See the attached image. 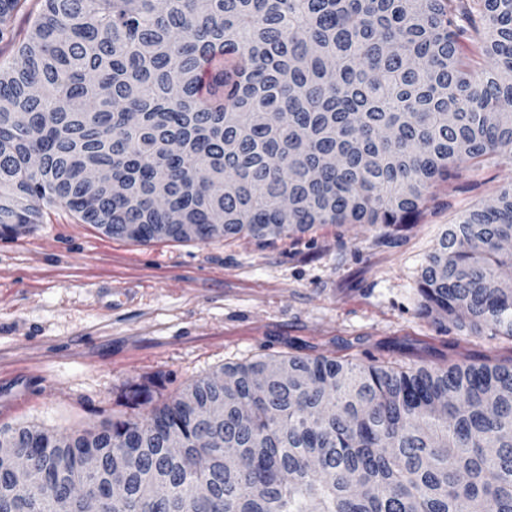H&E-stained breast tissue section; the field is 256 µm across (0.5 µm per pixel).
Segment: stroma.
Returning a JSON list of instances; mask_svg holds the SVG:
<instances>
[{
    "label": "stroma",
    "instance_id": "1",
    "mask_svg": "<svg viewBox=\"0 0 512 512\" xmlns=\"http://www.w3.org/2000/svg\"><path fill=\"white\" fill-rule=\"evenodd\" d=\"M512 184L464 165L408 224H319L271 243L104 234L59 205L0 238V426L56 433L131 416L127 385L181 392L227 362L325 356L406 367L507 363L512 340L421 316L418 291L448 225Z\"/></svg>",
    "mask_w": 512,
    "mask_h": 512
}]
</instances>
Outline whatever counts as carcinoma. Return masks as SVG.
I'll return each mask as SVG.
<instances>
[{"instance_id": "carcinoma-1", "label": "carcinoma", "mask_w": 512, "mask_h": 512, "mask_svg": "<svg viewBox=\"0 0 512 512\" xmlns=\"http://www.w3.org/2000/svg\"><path fill=\"white\" fill-rule=\"evenodd\" d=\"M41 2L0 67L1 237L50 203L141 243L401 224L463 164L512 163V0ZM21 6L0 0V42H16ZM505 241L512 185L444 232L422 313L512 340ZM209 432L222 447H200ZM1 435L32 470L0 461V512H81L90 456L101 491L111 466L127 471L112 512H512V362L288 355L67 439Z\"/></svg>"}]
</instances>
